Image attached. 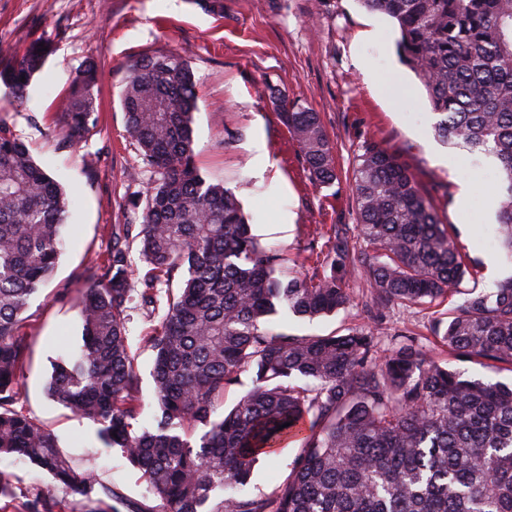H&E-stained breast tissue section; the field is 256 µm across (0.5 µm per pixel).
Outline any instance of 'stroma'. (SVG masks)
I'll list each match as a JSON object with an SVG mask.
<instances>
[{"instance_id": "stroma-1", "label": "stroma", "mask_w": 512, "mask_h": 512, "mask_svg": "<svg viewBox=\"0 0 512 512\" xmlns=\"http://www.w3.org/2000/svg\"><path fill=\"white\" fill-rule=\"evenodd\" d=\"M40 35L54 38L56 50L24 104L0 87V118L74 206L57 271L21 325L29 352L15 406L56 436L75 468H93L99 483L128 500H142L147 492L141 472L121 449L103 447L97 424L54 402L47 386L54 361L77 354L82 344L77 298L84 283L77 272L103 263L112 247L110 227L136 221L125 199L145 192L154 178L127 135L119 98L128 64L143 52L176 48L188 59L198 81L196 164L208 181L235 193L254 237L280 253L283 275H321L329 226L354 224L355 211L348 180L329 186L310 180L296 141L270 103L274 89L319 112L342 171L351 170L366 141L398 152L442 222L453 225L460 251L478 260L481 287L512 275L493 235L492 160L434 136L425 95L398 59L390 21L357 0H224L220 16L192 0H0V46L20 52ZM88 60L100 74L97 126L87 142L65 149L59 112ZM348 286L351 306L313 321L283 315L276 330L328 334L366 325L363 276H353ZM433 317L426 306L399 307L388 326L419 333L437 358ZM298 453L292 445L260 459L250 493L267 494L284 482Z\"/></svg>"}]
</instances>
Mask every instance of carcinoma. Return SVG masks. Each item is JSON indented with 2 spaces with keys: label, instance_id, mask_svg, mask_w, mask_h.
<instances>
[{
  "label": "carcinoma",
  "instance_id": "carcinoma-1",
  "mask_svg": "<svg viewBox=\"0 0 512 512\" xmlns=\"http://www.w3.org/2000/svg\"><path fill=\"white\" fill-rule=\"evenodd\" d=\"M358 3L397 24L398 56L426 91L434 135L494 161L495 236L512 264V0ZM53 50L47 35L21 54L0 49V83L17 102ZM97 88L90 61L60 114L71 146L94 129ZM269 99L309 178L338 180L319 113L275 89ZM120 103L154 180L126 200L139 230L112 225L107 259L77 276L89 283L79 300L83 345L57 362L48 394L100 425L106 447L123 449L142 472L148 496L130 503L106 486L85 512H512V384L448 368L408 331L387 349L380 342L392 309L446 302L434 335L448 354L512 367V275L492 289L461 290L465 276L476 278L473 263L402 157L370 140L351 171L365 249L351 245L350 225L335 224L323 274L285 278L280 254L252 235L233 192L195 165L197 83L188 60L175 50L138 56ZM71 206L0 121V457L51 476L19 512H61L60 489L95 482L50 430L14 407L28 352L22 314L59 264ZM359 271L370 325L306 336L270 326L280 308L309 320L346 308L345 283ZM137 306L159 318L139 337L153 352L157 411L138 429L137 350L127 326ZM245 371L252 389L219 411ZM296 442L287 480L266 496L243 493L260 457Z\"/></svg>",
  "mask_w": 512,
  "mask_h": 512
}]
</instances>
